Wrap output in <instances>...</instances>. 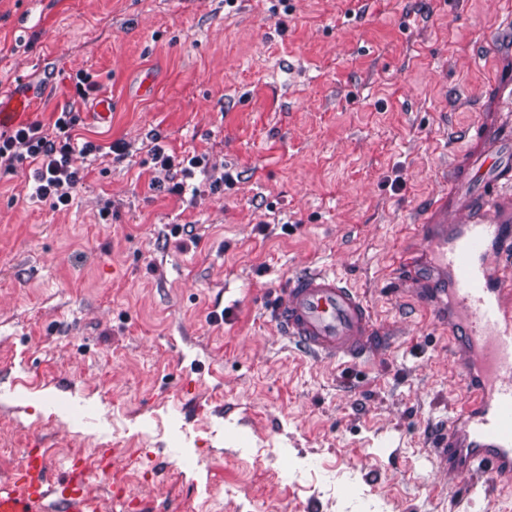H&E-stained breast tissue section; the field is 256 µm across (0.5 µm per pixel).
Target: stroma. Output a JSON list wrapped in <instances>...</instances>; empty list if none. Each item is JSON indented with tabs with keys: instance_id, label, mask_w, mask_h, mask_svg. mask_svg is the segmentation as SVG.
<instances>
[{
	"instance_id": "1",
	"label": "stroma",
	"mask_w": 512,
	"mask_h": 512,
	"mask_svg": "<svg viewBox=\"0 0 512 512\" xmlns=\"http://www.w3.org/2000/svg\"><path fill=\"white\" fill-rule=\"evenodd\" d=\"M512 0H0V88L79 115L69 207L0 171V483L81 460L103 512H512L430 442L467 393L396 255L512 79ZM112 99L78 97V74ZM206 165L183 195L152 146ZM232 185L216 189L222 174ZM328 269L386 346L323 363L270 316ZM223 313L210 321V313Z\"/></svg>"
}]
</instances>
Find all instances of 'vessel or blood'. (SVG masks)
I'll list each match as a JSON object with an SVG mask.
<instances>
[{"instance_id": "b4317fda", "label": "vessel or blood", "mask_w": 512, "mask_h": 512, "mask_svg": "<svg viewBox=\"0 0 512 512\" xmlns=\"http://www.w3.org/2000/svg\"><path fill=\"white\" fill-rule=\"evenodd\" d=\"M507 130L500 121L470 127L468 157L420 220V251L399 258L409 276L428 269L427 290L443 285L468 384L467 403L435 440L434 456L448 474L480 472L492 483L512 482V168L498 155ZM479 176L481 191L460 195ZM271 315L303 353L341 365L373 353L381 333L360 292L321 269L290 275ZM52 469L45 455L29 456L0 486V512H100L86 470L56 481Z\"/></svg>"}]
</instances>
